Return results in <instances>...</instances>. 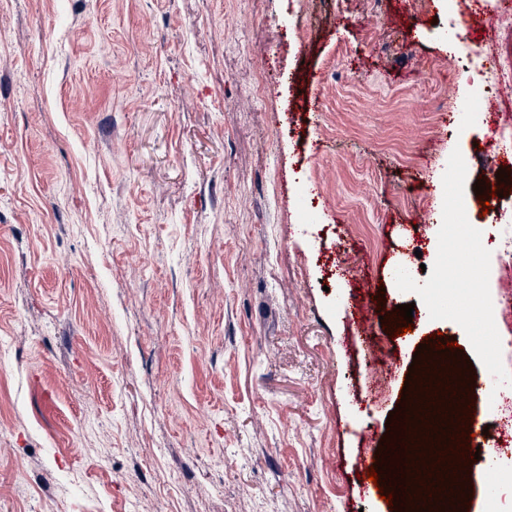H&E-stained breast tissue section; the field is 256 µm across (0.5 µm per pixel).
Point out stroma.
Listing matches in <instances>:
<instances>
[{
  "mask_svg": "<svg viewBox=\"0 0 512 512\" xmlns=\"http://www.w3.org/2000/svg\"><path fill=\"white\" fill-rule=\"evenodd\" d=\"M403 3L0 0V512H397L356 476L403 395L373 400L347 342L365 279L414 306L400 377L453 341L512 376L494 238L470 285L500 356L441 275L449 215L486 221L455 164L505 109L481 111L473 49L512 95V27L461 38L469 0ZM508 468L439 476L482 512Z\"/></svg>",
  "mask_w": 512,
  "mask_h": 512,
  "instance_id": "35a3bbf8",
  "label": "stroma"
}]
</instances>
